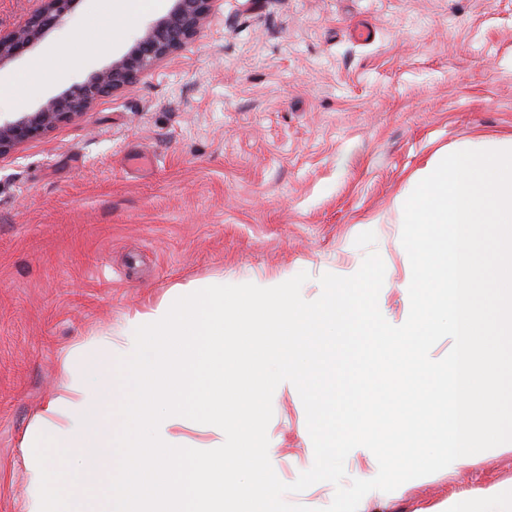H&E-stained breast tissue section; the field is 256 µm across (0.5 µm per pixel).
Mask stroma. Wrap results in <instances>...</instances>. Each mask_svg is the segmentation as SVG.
I'll list each match as a JSON object with an SVG mask.
<instances>
[{"label": "stroma", "instance_id": "1", "mask_svg": "<svg viewBox=\"0 0 512 512\" xmlns=\"http://www.w3.org/2000/svg\"><path fill=\"white\" fill-rule=\"evenodd\" d=\"M78 0L8 80L45 59L43 84L0 98L28 112L125 50L158 11L103 31ZM512 142V0H215L192 40L112 97L0 155V512H23L21 440L64 382L70 350L120 332L180 286L350 276L385 264L384 318L410 311L399 204L458 150ZM133 363L101 423L131 440ZM268 455L287 484L313 443L295 386L277 387ZM92 477L125 491L127 449ZM512 481V450L366 494L373 512H445L450 495Z\"/></svg>", "mask_w": 512, "mask_h": 512}]
</instances>
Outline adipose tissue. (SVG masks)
<instances>
[{
  "label": "adipose tissue",
  "instance_id": "1",
  "mask_svg": "<svg viewBox=\"0 0 512 512\" xmlns=\"http://www.w3.org/2000/svg\"><path fill=\"white\" fill-rule=\"evenodd\" d=\"M223 288L220 282L207 288L181 286L176 302L164 301L135 315L119 337H103L93 348V360H67L61 390L45 402L23 439L28 450L26 512H76L87 475L64 463L77 455L93 463L109 447L99 430L100 415L118 364L130 359L140 363L143 403L138 409L139 452L129 464L127 492L118 512H224L229 467L202 459L180 435L190 424L185 406L216 405L224 395L223 387L197 386L224 366L223 361L201 357L211 337L224 333V311L213 305ZM157 459L163 462L157 479L160 492L148 499L140 494L135 476ZM448 512H512V484L451 495Z\"/></svg>",
  "mask_w": 512,
  "mask_h": 512
}]
</instances>
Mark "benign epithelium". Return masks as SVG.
Segmentation results:
<instances>
[{
	"label": "benign epithelium",
	"instance_id": "obj_1",
	"mask_svg": "<svg viewBox=\"0 0 512 512\" xmlns=\"http://www.w3.org/2000/svg\"><path fill=\"white\" fill-rule=\"evenodd\" d=\"M77 0H41L26 24L0 32V67L28 56L34 46L70 13ZM166 14L148 23L128 48L69 90L53 95L30 112L0 117V155L36 139L85 112L132 82L157 61L192 39L206 21L214 0H171Z\"/></svg>",
	"mask_w": 512,
	"mask_h": 512
}]
</instances>
